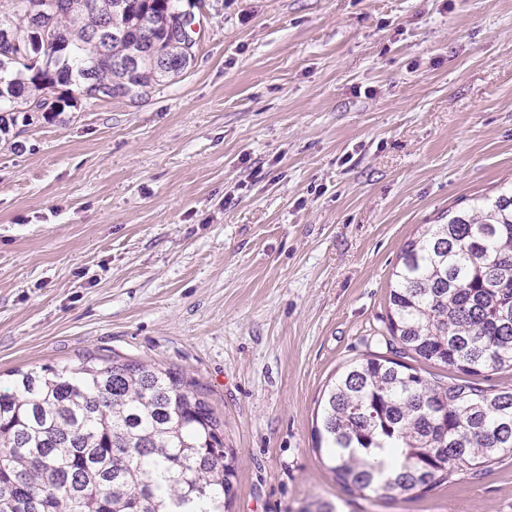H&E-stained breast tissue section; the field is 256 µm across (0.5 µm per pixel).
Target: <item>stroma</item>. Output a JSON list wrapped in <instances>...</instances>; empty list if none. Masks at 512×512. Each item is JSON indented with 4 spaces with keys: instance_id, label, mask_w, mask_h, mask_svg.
Returning <instances> with one entry per match:
<instances>
[{
    "instance_id": "35a3bbf8",
    "label": "stroma",
    "mask_w": 512,
    "mask_h": 512,
    "mask_svg": "<svg viewBox=\"0 0 512 512\" xmlns=\"http://www.w3.org/2000/svg\"><path fill=\"white\" fill-rule=\"evenodd\" d=\"M194 66L0 133V384L89 355L204 388L231 512H512V461L351 495L327 384L388 354L424 224L512 183V0H201Z\"/></svg>"
}]
</instances>
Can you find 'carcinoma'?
Masks as SVG:
<instances>
[{"label": "carcinoma", "instance_id": "obj_1", "mask_svg": "<svg viewBox=\"0 0 512 512\" xmlns=\"http://www.w3.org/2000/svg\"><path fill=\"white\" fill-rule=\"evenodd\" d=\"M0 0V132L45 120L82 88L93 106L141 99L195 62L168 22L182 0H120L106 44L99 0ZM135 60L126 73L117 63ZM390 286L394 358L369 354L328 389L316 429L351 494L423 492L512 458V188L405 242ZM443 365L446 380L406 359ZM236 458L196 380L157 363L88 356L17 371L0 391V512H228Z\"/></svg>", "mask_w": 512, "mask_h": 512}]
</instances>
